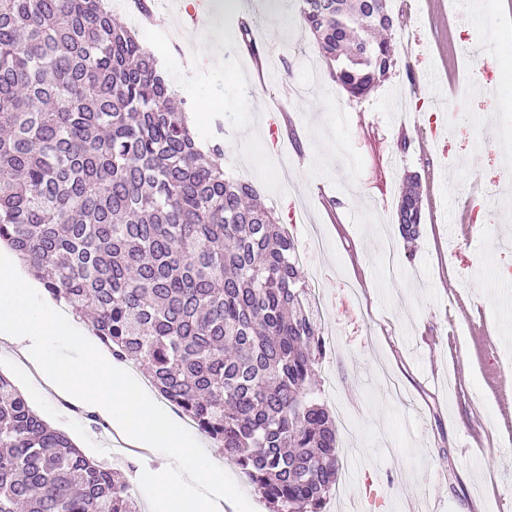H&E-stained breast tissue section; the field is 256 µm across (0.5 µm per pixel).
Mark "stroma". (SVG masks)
<instances>
[{"instance_id":"stroma-1","label":"stroma","mask_w":512,"mask_h":512,"mask_svg":"<svg viewBox=\"0 0 512 512\" xmlns=\"http://www.w3.org/2000/svg\"><path fill=\"white\" fill-rule=\"evenodd\" d=\"M170 0L166 23L182 29L164 70L204 135L222 134L226 176L253 182L302 257L306 284L321 293L325 346L317 397L342 408L360 468H345L323 512H507L512 505V163L494 140L512 138V0H392L405 31H394L397 65L365 99L349 101L328 76L308 33L287 8L267 0H197L204 24ZM262 18L259 57L238 43V19ZM221 41H213V30ZM489 44L492 90L461 68L468 44ZM213 59L192 69L179 52L197 46ZM266 62L264 86L250 66ZM454 71L447 91L429 72ZM455 112L447 133L420 125L435 110ZM288 112L271 126L270 113ZM411 140L402 150L401 140ZM450 155L445 177H427L425 155ZM316 164L302 176L307 157ZM422 173L423 221L414 247L395 224L405 173ZM467 206L471 237L449 236L448 213ZM390 248L400 275L385 278ZM0 372L33 409L96 461L111 463L113 437L83 408L65 406L47 377L0 338ZM480 441H473V433Z\"/></svg>"}]
</instances>
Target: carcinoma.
Listing matches in <instances>:
<instances>
[{
	"mask_svg": "<svg viewBox=\"0 0 512 512\" xmlns=\"http://www.w3.org/2000/svg\"><path fill=\"white\" fill-rule=\"evenodd\" d=\"M332 81L365 98L395 66L388 0H290ZM104 0H0V242L118 361L224 450L270 512H322L342 469L314 396L321 324L295 244L224 174L157 53ZM421 176L399 231L416 240ZM0 512H141L0 373Z\"/></svg>",
	"mask_w": 512,
	"mask_h": 512,
	"instance_id": "cac0c4a2",
	"label": "carcinoma"
}]
</instances>
